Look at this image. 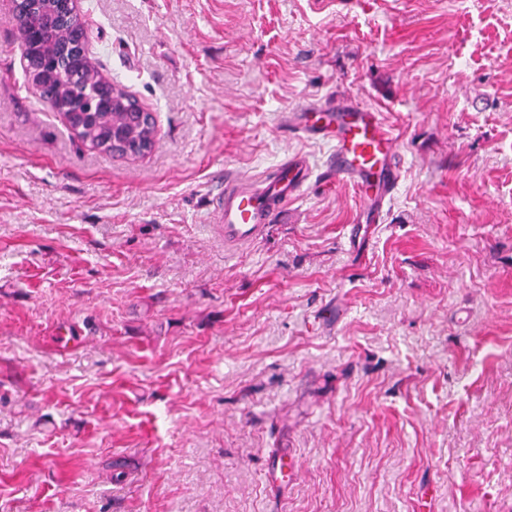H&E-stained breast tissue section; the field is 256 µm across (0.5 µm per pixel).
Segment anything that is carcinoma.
Returning <instances> with one entry per match:
<instances>
[{"mask_svg": "<svg viewBox=\"0 0 512 512\" xmlns=\"http://www.w3.org/2000/svg\"><path fill=\"white\" fill-rule=\"evenodd\" d=\"M45 0H19L16 15L29 25L46 31L45 38L37 44L21 46L22 54L32 61L54 52L59 46L74 45V51L80 53L84 45L73 37L70 27L55 24L47 17L42 5ZM102 72L94 67L89 71H78L66 64L51 73L50 85L38 92V96L51 110H56L51 93L58 92L68 102L72 111L79 117L80 141L106 152H112V131L123 134L128 147L148 142L149 148L155 146V130L139 121L137 112H100L95 101L96 85Z\"/></svg>", "mask_w": 512, "mask_h": 512, "instance_id": "obj_1", "label": "carcinoma"}]
</instances>
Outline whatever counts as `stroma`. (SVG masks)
Returning <instances> with one entry per match:
<instances>
[{
  "mask_svg": "<svg viewBox=\"0 0 512 512\" xmlns=\"http://www.w3.org/2000/svg\"><path fill=\"white\" fill-rule=\"evenodd\" d=\"M79 8L156 146L79 142L0 13V512H512V0ZM350 101L402 166L363 230L290 130ZM290 154L287 223L226 249L225 171Z\"/></svg>",
  "mask_w": 512,
  "mask_h": 512,
  "instance_id": "stroma-1",
  "label": "stroma"
}]
</instances>
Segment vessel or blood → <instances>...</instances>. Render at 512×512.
Masks as SVG:
<instances>
[{
	"instance_id": "b4317fda",
	"label": "vessel or blood",
	"mask_w": 512,
	"mask_h": 512,
	"mask_svg": "<svg viewBox=\"0 0 512 512\" xmlns=\"http://www.w3.org/2000/svg\"><path fill=\"white\" fill-rule=\"evenodd\" d=\"M295 125L306 136L329 144L327 173L359 190L358 219L379 223L401 174L395 139L380 113L358 102L313 105L297 114ZM306 176L307 165L296 154L285 158L272 175L253 183L225 174L215 202V221L224 227L225 246H247L264 236L269 225L287 212Z\"/></svg>"
}]
</instances>
